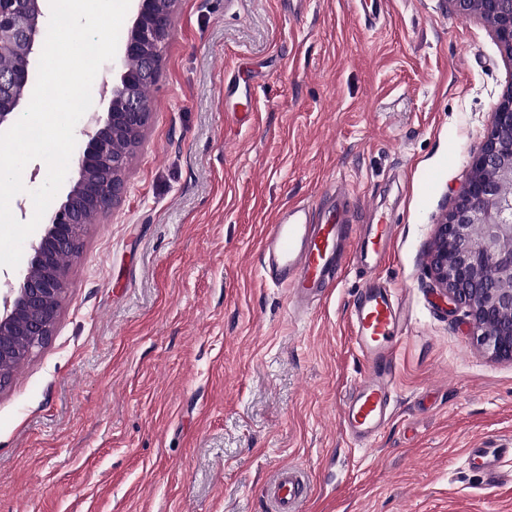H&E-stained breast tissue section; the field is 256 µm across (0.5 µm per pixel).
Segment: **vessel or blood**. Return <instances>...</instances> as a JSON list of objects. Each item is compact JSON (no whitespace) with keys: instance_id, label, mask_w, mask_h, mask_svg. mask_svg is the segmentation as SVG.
Wrapping results in <instances>:
<instances>
[{"instance_id":"vessel-or-blood-1","label":"vessel or blood","mask_w":512,"mask_h":512,"mask_svg":"<svg viewBox=\"0 0 512 512\" xmlns=\"http://www.w3.org/2000/svg\"><path fill=\"white\" fill-rule=\"evenodd\" d=\"M346 199L340 188L330 210L303 205L285 211L267 225L261 259L264 272L288 289L294 309L306 310L335 286L349 255L360 258L366 282L351 323L367 372L344 402L341 420L357 443L369 445L390 417L394 345L402 333L403 307L375 277L396 227L384 221L353 235ZM467 460L497 479L502 463L512 460V445L485 441L468 449ZM264 496L270 512H307L310 489L299 472L286 466L269 477Z\"/></svg>"}]
</instances>
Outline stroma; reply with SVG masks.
Masks as SVG:
<instances>
[{"label":"stroma","mask_w":512,"mask_h":512,"mask_svg":"<svg viewBox=\"0 0 512 512\" xmlns=\"http://www.w3.org/2000/svg\"><path fill=\"white\" fill-rule=\"evenodd\" d=\"M180 0L152 120L90 225L53 336L0 391V512H269L292 465L310 512H512L465 462L512 436V361L473 340L430 271L512 57L449 0ZM350 191L355 228L397 226L376 275L407 315L393 412L354 446L365 364L349 264L308 312L263 278L290 204Z\"/></svg>","instance_id":"obj_1"}]
</instances>
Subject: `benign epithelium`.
<instances>
[{
	"label": "benign epithelium",
	"instance_id": "obj_1",
	"mask_svg": "<svg viewBox=\"0 0 512 512\" xmlns=\"http://www.w3.org/2000/svg\"><path fill=\"white\" fill-rule=\"evenodd\" d=\"M46 0H0V54L20 62L0 68V131L11 128L32 95L31 61L43 49L40 18ZM132 26L112 60V83H103L101 108L80 134L78 178L40 221L25 269L0 295V389L11 368L25 363L53 334L71 265L58 256L81 253L85 212H110L122 198L130 160L112 141H141L152 117L142 89L155 83L179 0H131ZM462 16L483 20L512 56V0H450ZM454 206L436 227L430 270L442 295L463 306L476 344L512 360V86L491 113L484 142Z\"/></svg>",
	"mask_w": 512,
	"mask_h": 512
}]
</instances>
